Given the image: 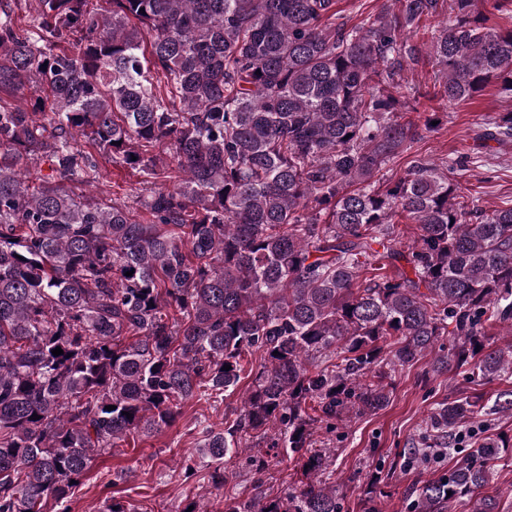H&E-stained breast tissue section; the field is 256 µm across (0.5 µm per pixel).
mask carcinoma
I'll return each mask as SVG.
<instances>
[{
	"mask_svg": "<svg viewBox=\"0 0 512 512\" xmlns=\"http://www.w3.org/2000/svg\"><path fill=\"white\" fill-rule=\"evenodd\" d=\"M25 2L0 0V512H69L95 454L224 400L256 355L239 413L201 430L213 488L238 477L226 456L255 486L224 512H341L316 434L387 406L388 372L444 336L434 372L512 378V205L479 207L455 164L414 151L443 113L406 93L430 61V101L491 82L512 99V27L478 0H448L429 39L442 0H382L351 26L337 0ZM510 144L512 110L478 150ZM102 157L156 187L147 218L71 191ZM481 410L445 400L430 432L450 446ZM474 444L416 512H500L509 441ZM263 446L302 478L264 492ZM491 485L499 489L502 512H512V447L501 452Z\"/></svg>",
	"mask_w": 512,
	"mask_h": 512,
	"instance_id": "cac0c4a2",
	"label": "carcinoma"
}]
</instances>
